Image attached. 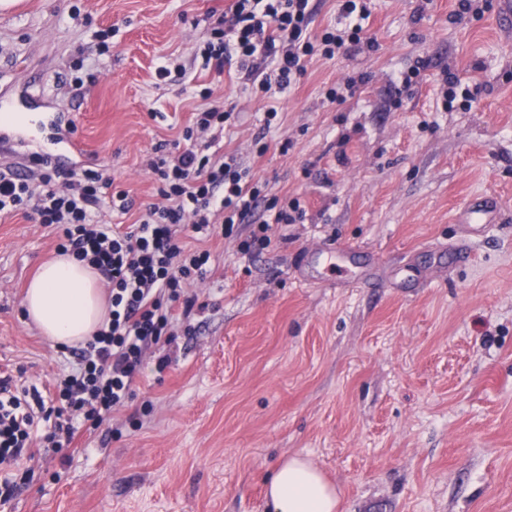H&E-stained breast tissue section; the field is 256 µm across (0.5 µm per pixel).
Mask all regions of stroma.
<instances>
[{"mask_svg": "<svg viewBox=\"0 0 512 512\" xmlns=\"http://www.w3.org/2000/svg\"><path fill=\"white\" fill-rule=\"evenodd\" d=\"M227 5L0 9V97L71 116L90 164L135 201L109 222L135 223L153 202L146 161L205 87L240 114L220 149L306 210L256 257L232 238L204 241L212 273L189 287L203 308L176 360L146 367L111 439L76 441L65 466L47 454L12 470L21 490L0 512H265V484L296 453L338 488L339 512H512V34L491 9L453 21L457 0H368L376 50L313 58L266 100L235 64L219 74L194 54L209 10ZM171 54L186 73L158 83ZM421 59L412 93L395 99V78ZM448 72L468 83V107L443 110ZM351 78L343 100L327 98ZM272 101L277 125L259 157L250 143ZM482 196L500 215L479 234L455 211ZM55 245L52 227L0 218V371L17 389L48 386L63 366L23 309ZM341 245L365 257L337 256L336 284L324 259Z\"/></svg>", "mask_w": 512, "mask_h": 512, "instance_id": "35a3bbf8", "label": "stroma"}]
</instances>
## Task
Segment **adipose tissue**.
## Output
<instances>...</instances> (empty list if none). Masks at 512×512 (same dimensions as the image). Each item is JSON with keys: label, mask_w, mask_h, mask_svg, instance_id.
<instances>
[{"label": "adipose tissue", "mask_w": 512, "mask_h": 512, "mask_svg": "<svg viewBox=\"0 0 512 512\" xmlns=\"http://www.w3.org/2000/svg\"><path fill=\"white\" fill-rule=\"evenodd\" d=\"M23 307L49 341L64 345L88 340L109 314L98 272L70 255L41 266ZM338 504L337 487L298 454L284 460L267 485L269 512H336Z\"/></svg>", "instance_id": "1"}]
</instances>
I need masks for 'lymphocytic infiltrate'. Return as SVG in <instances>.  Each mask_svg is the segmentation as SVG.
<instances>
[{
    "label": "lymphocytic infiltrate",
    "mask_w": 512,
    "mask_h": 512,
    "mask_svg": "<svg viewBox=\"0 0 512 512\" xmlns=\"http://www.w3.org/2000/svg\"><path fill=\"white\" fill-rule=\"evenodd\" d=\"M339 13L343 27L314 36L312 0H231L201 56L219 74L236 62L251 75L253 93L284 90L305 76L314 56L373 49L363 28L366 0H341ZM200 96L204 104L181 138L150 159L157 200L126 231L106 224L102 206L109 201L127 212L134 201L105 170L66 169L37 157L19 171L0 168V216L21 212L57 226L58 253L93 266L110 286L112 306L109 321L71 348L74 367L55 377L48 392L34 387L24 399L11 391L9 378L0 379V467L95 435L132 402L147 354H156L157 371L169 366L176 324L195 306L185 286L211 273L209 251L189 247L183 233L240 236V252L251 256L268 247L273 225L302 217L299 199L267 200L236 154L214 152L238 115L212 100L210 90Z\"/></svg>",
    "instance_id": "f902f5d3"
}]
</instances>
